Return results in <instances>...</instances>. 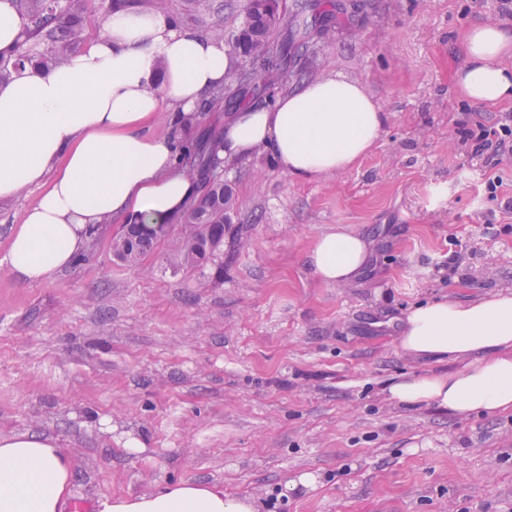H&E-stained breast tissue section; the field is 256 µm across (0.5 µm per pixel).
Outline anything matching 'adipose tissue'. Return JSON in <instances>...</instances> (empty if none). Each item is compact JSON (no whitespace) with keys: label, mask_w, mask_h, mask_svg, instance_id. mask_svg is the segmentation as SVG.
Segmentation results:
<instances>
[{"label":"adipose tissue","mask_w":512,"mask_h":512,"mask_svg":"<svg viewBox=\"0 0 512 512\" xmlns=\"http://www.w3.org/2000/svg\"><path fill=\"white\" fill-rule=\"evenodd\" d=\"M457 46L464 64L455 91L477 105L512 101V30L476 22ZM234 65L222 41L181 28L155 9L114 11L102 36L70 62L26 68L0 84V202L35 188L39 195L11 237L7 255L24 283L71 266L104 224H171L197 195L177 165L179 131L193 127L210 91ZM171 115L174 133L150 125ZM385 114L352 79L317 78L273 102L241 106L225 121L230 158L269 152L296 177L344 172L379 140ZM370 256V242L339 227L321 233L305 262L313 276L351 284ZM402 351L465 360L447 374L403 377L388 388L399 404L437 406L465 416L512 412V290L465 301L432 300L407 315ZM71 462L53 439L0 438V512H61ZM99 512H256L246 496L222 486L182 480L142 495L110 497Z\"/></svg>","instance_id":"adipose-tissue-1"}]
</instances>
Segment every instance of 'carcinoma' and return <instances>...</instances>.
I'll use <instances>...</instances> for the list:
<instances>
[{"mask_svg": "<svg viewBox=\"0 0 512 512\" xmlns=\"http://www.w3.org/2000/svg\"><path fill=\"white\" fill-rule=\"evenodd\" d=\"M15 8L25 20L26 40L17 49L0 53V83L27 67H52L66 63L75 49L86 40L84 16L72 12L64 5V0H14ZM142 6L161 9L164 2L155 0H106L105 12L129 6ZM264 18L265 28L261 39L251 35L248 26L243 25L234 36L224 37L221 25H215L213 37L224 41L228 54L242 67L250 61L260 60L267 73L272 75L290 74L293 77L310 72L314 60L309 55V42L321 24L316 12V4L311 0H292L286 7L288 17L283 24H274V7ZM279 86L255 82H244L231 94L218 91L213 94L206 106H224L231 111L243 101L267 103L272 100ZM221 132L217 128L209 130L206 138L188 148L180 158L183 170H200L206 174L203 182L204 196L213 199L211 209H198L206 224L217 225L216 234L201 231L195 235H185L175 242L176 266L184 269L204 268L214 261L212 243L214 236L224 238V228L230 224L232 190L217 179L219 168L218 148ZM160 241L155 231L138 225L130 228V244L133 249L121 260L127 266L137 265Z\"/></svg>", "mask_w": 512, "mask_h": 512, "instance_id": "cac0c4a2", "label": "carcinoma"}]
</instances>
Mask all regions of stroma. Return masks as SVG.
<instances>
[{
  "mask_svg": "<svg viewBox=\"0 0 512 512\" xmlns=\"http://www.w3.org/2000/svg\"><path fill=\"white\" fill-rule=\"evenodd\" d=\"M226 2L166 0L165 11L208 34L239 25ZM316 2L313 77L359 81L384 130L353 169L318 180L263 151L224 163L223 276L174 272L167 240L125 266L106 228L80 261L26 284L6 257L37 193L0 206V436L55 440L73 463L62 512L178 480L221 485L257 512H512L511 412L405 408L386 391L464 366L400 349L415 304L512 289V162L482 169L463 142L512 103L475 106L452 86L459 32L512 17L499 0ZM339 225L373 251L342 287L305 264ZM305 474L315 487L287 491Z\"/></svg>",
  "mask_w": 512,
  "mask_h": 512,
  "instance_id": "1",
  "label": "stroma"
}]
</instances>
